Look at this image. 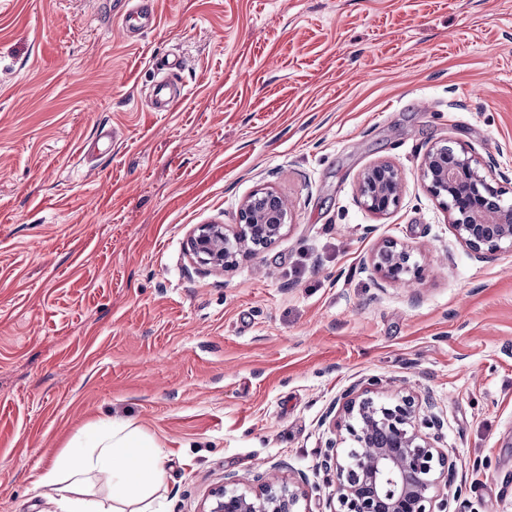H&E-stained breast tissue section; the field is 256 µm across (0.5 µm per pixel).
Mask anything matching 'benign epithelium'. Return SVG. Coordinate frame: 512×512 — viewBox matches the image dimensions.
Returning <instances> with one entry per match:
<instances>
[{"mask_svg":"<svg viewBox=\"0 0 512 512\" xmlns=\"http://www.w3.org/2000/svg\"><path fill=\"white\" fill-rule=\"evenodd\" d=\"M475 151L461 143L431 146L420 164L429 194L447 213L455 238L479 259L512 253V200L483 172ZM404 177L384 161L361 176V204L376 214L398 206ZM288 210L273 191L259 189L242 202L236 224H199L187 239V253L199 268L222 271L237 257L257 255L274 244L288 223ZM372 270L385 282L408 284L421 272L413 254L394 242L376 250ZM434 403L412 395L379 402L351 387L342 406L345 433L329 440L319 467L332 476L336 507L332 512H448L445 490L455 480L448 454L427 433L440 429ZM305 492L269 473L256 486L237 487L224 477L201 512H301Z\"/></svg>","mask_w":512,"mask_h":512,"instance_id":"benign-epithelium-1","label":"benign epithelium"}]
</instances>
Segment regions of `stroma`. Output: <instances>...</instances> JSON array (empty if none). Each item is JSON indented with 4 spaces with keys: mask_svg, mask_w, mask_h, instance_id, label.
Returning <instances> with one entry per match:
<instances>
[{
    "mask_svg": "<svg viewBox=\"0 0 512 512\" xmlns=\"http://www.w3.org/2000/svg\"><path fill=\"white\" fill-rule=\"evenodd\" d=\"M120 10L0 0V512H57L37 478L112 420L165 448L167 512L261 469L332 512L323 420L353 385L431 396L462 512H512V255L474 257L418 171L460 142L512 198V0H158L139 34ZM176 58L186 97L150 111ZM384 160L406 191L378 215ZM260 188L276 243L194 267L192 228ZM388 241L413 284L372 272ZM404 177L394 164L384 161L367 168L361 176V204L376 214H387L400 203Z\"/></svg>",
    "mask_w": 512,
    "mask_h": 512,
    "instance_id": "1",
    "label": "stroma"
}]
</instances>
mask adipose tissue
I'll return each instance as SVG.
<instances>
[{
  "label": "adipose tissue",
  "mask_w": 512,
  "mask_h": 512,
  "mask_svg": "<svg viewBox=\"0 0 512 512\" xmlns=\"http://www.w3.org/2000/svg\"><path fill=\"white\" fill-rule=\"evenodd\" d=\"M94 454L74 450L66 458L69 473L94 475L112 487L105 504L80 500L66 512H166L159 491L165 484L166 453L160 443L128 422H114L93 440Z\"/></svg>",
  "instance_id": "obj_1"
}]
</instances>
